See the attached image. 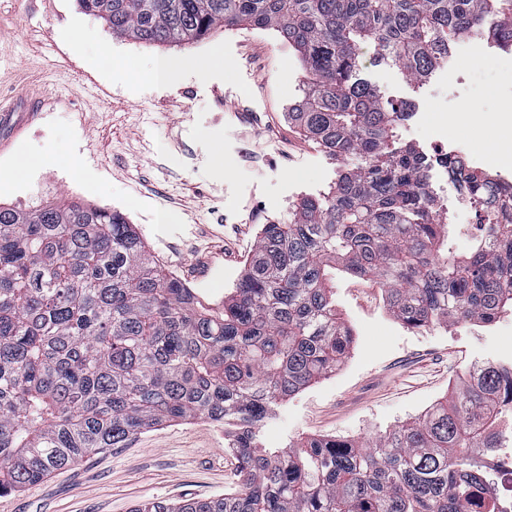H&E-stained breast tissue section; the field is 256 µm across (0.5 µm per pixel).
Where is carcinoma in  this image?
I'll return each mask as SVG.
<instances>
[{"label": "carcinoma", "instance_id": "1", "mask_svg": "<svg viewBox=\"0 0 512 512\" xmlns=\"http://www.w3.org/2000/svg\"><path fill=\"white\" fill-rule=\"evenodd\" d=\"M112 36L191 43L247 21L276 31L306 73L288 112L347 161L326 194L266 224L224 308L211 312L148 254L123 214L80 199L0 205V494L42 482L146 428L206 417L233 428L238 489L132 512H467L473 455L512 418V366H475L463 390L372 448L314 437L267 448L260 428L286 398L349 355L329 269L388 287L405 324L491 323L512 311V187L487 194L479 244L447 231L421 153L397 142L406 107L362 77L363 49L419 85L462 37L512 49V0H77Z\"/></svg>", "mask_w": 512, "mask_h": 512}]
</instances>
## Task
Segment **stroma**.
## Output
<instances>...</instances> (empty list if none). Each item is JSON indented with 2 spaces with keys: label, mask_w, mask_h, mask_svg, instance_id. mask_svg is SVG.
<instances>
[{
  "label": "stroma",
  "mask_w": 512,
  "mask_h": 512,
  "mask_svg": "<svg viewBox=\"0 0 512 512\" xmlns=\"http://www.w3.org/2000/svg\"><path fill=\"white\" fill-rule=\"evenodd\" d=\"M479 52L459 70L469 122L428 120L400 126V144L426 148L447 135L488 156L486 119L504 116L512 145V68L499 49ZM0 100L55 95L33 121H20L0 151V203L30 209L79 198L123 213L153 259L213 308L240 279L261 229L284 224L303 198L326 193L344 168L299 128L288 111L304 71L294 49L271 30L242 23L185 45L113 38L76 0H0ZM363 55L366 77L415 112L444 111L448 78L435 70L412 89L391 65ZM181 61L160 82L162 61ZM24 178L11 172L24 160ZM207 256V276L190 265ZM336 307L355 342L335 373L283 401L263 422L267 446L313 436L374 442L451 398L476 363L512 365V313L496 325L467 322L415 331L390 310L384 287L337 270ZM228 428L199 417L154 427L120 448L93 453L43 482L0 495V512H133L136 505L205 499L231 491L236 460Z\"/></svg>",
  "instance_id": "stroma-1"
}]
</instances>
